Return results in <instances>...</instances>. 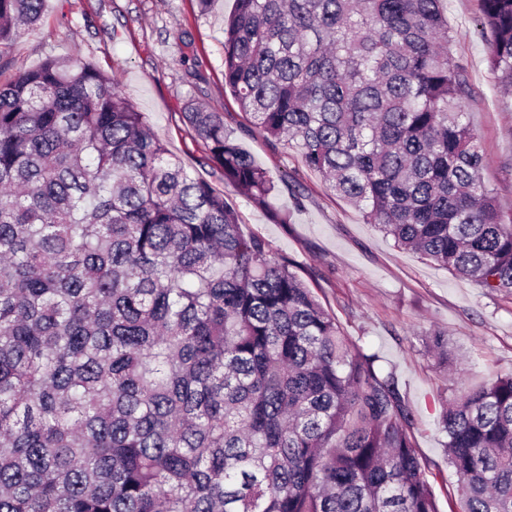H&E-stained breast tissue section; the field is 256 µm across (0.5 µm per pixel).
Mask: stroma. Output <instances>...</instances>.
Returning a JSON list of instances; mask_svg holds the SVG:
<instances>
[{
	"mask_svg": "<svg viewBox=\"0 0 512 512\" xmlns=\"http://www.w3.org/2000/svg\"><path fill=\"white\" fill-rule=\"evenodd\" d=\"M233 6L234 0H214L206 11L197 0H47L38 24L22 29L13 51L0 57V82L50 56L94 62L188 171L216 186L220 176L204 165V147L183 112L197 98L223 113L278 190L269 211L223 186L242 231L294 259L297 275L345 336L396 376L415 415L416 450L440 512H460L439 403L512 373V296L487 294L395 247L295 152L274 151L260 131L249 129L224 85V20ZM444 10L455 35L453 55L469 78L470 120L487 157L483 178L510 221L512 96L500 91L488 66L479 0H445ZM277 208L288 212V223L276 221ZM432 331L448 337L452 359L444 374L424 348Z\"/></svg>",
	"mask_w": 512,
	"mask_h": 512,
	"instance_id": "35a3bbf8",
	"label": "stroma"
}]
</instances>
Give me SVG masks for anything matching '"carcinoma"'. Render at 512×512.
Instances as JSON below:
<instances>
[{
    "label": "carcinoma",
    "mask_w": 512,
    "mask_h": 512,
    "mask_svg": "<svg viewBox=\"0 0 512 512\" xmlns=\"http://www.w3.org/2000/svg\"><path fill=\"white\" fill-rule=\"evenodd\" d=\"M443 0H236L224 85L397 246L512 294ZM45 0H0V52ZM512 89V0H480ZM224 183L276 194L224 116ZM240 231L112 79L49 57L0 86V512H439L391 373ZM425 349L448 371V339ZM462 512H512V374L440 404Z\"/></svg>",
    "instance_id": "1"
}]
</instances>
